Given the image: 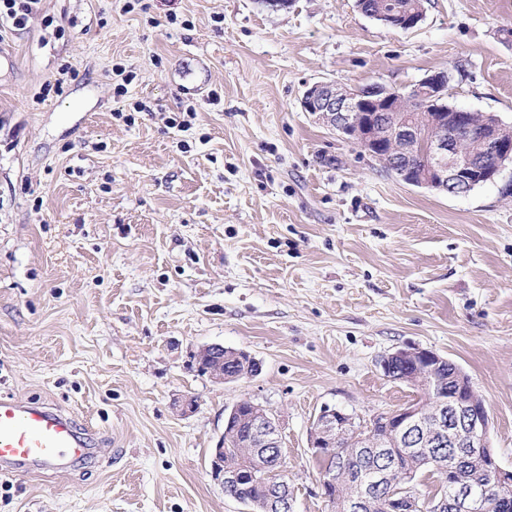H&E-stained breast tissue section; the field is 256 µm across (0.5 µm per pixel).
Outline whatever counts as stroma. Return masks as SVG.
Returning <instances> with one entry per match:
<instances>
[{
    "label": "stroma",
    "instance_id": "obj_1",
    "mask_svg": "<svg viewBox=\"0 0 512 512\" xmlns=\"http://www.w3.org/2000/svg\"><path fill=\"white\" fill-rule=\"evenodd\" d=\"M40 7L62 37L0 33V396L69 414L93 453L0 472V512H250L210 469L242 400L279 420L294 512H330L310 425L417 402L380 365L408 347L468 375L512 468V166L463 196L418 188L301 107L317 81L449 70V103L512 126V0H427L411 30L355 0ZM212 344L259 373L215 382Z\"/></svg>",
    "mask_w": 512,
    "mask_h": 512
}]
</instances>
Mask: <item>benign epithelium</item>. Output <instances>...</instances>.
<instances>
[{"label":"benign epithelium","instance_id":"7a95c632","mask_svg":"<svg viewBox=\"0 0 512 512\" xmlns=\"http://www.w3.org/2000/svg\"><path fill=\"white\" fill-rule=\"evenodd\" d=\"M383 23L402 29H413L422 17L410 13L395 21L379 13ZM449 76L446 72H434L415 84L407 86L403 95L382 84L363 87H344L333 82L318 81L309 85L303 93L301 105L304 111L318 115L342 136L354 132L366 144L380 145L388 138L401 144L399 152L372 153L376 159L394 165L393 174L407 184L426 188L449 196L470 190L479 182L493 181L512 164V143L503 139L502 121H485L474 124L446 109ZM410 101L421 102L434 112L427 133L414 125L400 121H386L388 113L399 111V105ZM451 132H446V129ZM477 139L485 154L493 159L487 165L485 159L470 154L465 142ZM198 357L209 361V375L216 381L235 382L237 378L224 376V346L210 345L199 351ZM400 360L413 363L416 371L411 386L420 391L431 389L435 369L443 357L430 350L420 348L400 349L381 361L384 375L392 376L393 364ZM385 421L394 424V432L404 441L429 427L431 432L425 440L413 441V445L437 447L448 444L463 445L473 449L472 456L481 462L487 482L473 485L461 476V465L468 462L460 459L444 472L443 482L448 486V498L438 504L446 512H487L490 505L512 506V470L502 468L490 446V421L483 400L474 391L468 376L457 372L455 381L448 386V395L432 400L430 406L421 408L413 403L403 408L382 413ZM370 422L355 421V418L336 408L323 409L313 421L308 434V447L318 460L334 458L336 441L353 432V440L363 441ZM252 430L275 448L281 447L280 425L271 412H262L252 422ZM212 477L224 487H230L245 475L240 470L224 469V441L211 449ZM396 469L385 464L372 472L367 487L347 504L349 512H363L370 505V493L387 489V496L398 506L400 512H414L419 508L417 500L406 494V489L396 486ZM281 468L269 474L266 482L270 508L273 512H294V498L285 492L286 483L279 479Z\"/></svg>","mask_w":512,"mask_h":512}]
</instances>
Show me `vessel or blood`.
I'll list each match as a JSON object with an SVG mask.
<instances>
[{
  "label": "vessel or blood",
  "mask_w": 512,
  "mask_h": 512,
  "mask_svg": "<svg viewBox=\"0 0 512 512\" xmlns=\"http://www.w3.org/2000/svg\"><path fill=\"white\" fill-rule=\"evenodd\" d=\"M92 452L68 415L0 397V468L66 470Z\"/></svg>",
  "instance_id": "obj_1"
}]
</instances>
